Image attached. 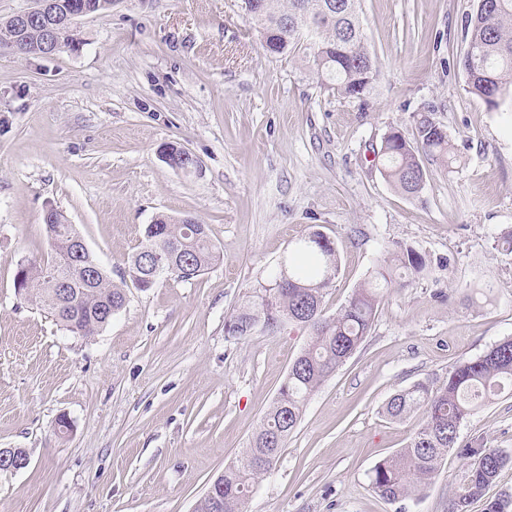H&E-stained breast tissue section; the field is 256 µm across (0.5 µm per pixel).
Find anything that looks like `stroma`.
<instances>
[{
	"label": "stroma",
	"instance_id": "obj_1",
	"mask_svg": "<svg viewBox=\"0 0 512 512\" xmlns=\"http://www.w3.org/2000/svg\"><path fill=\"white\" fill-rule=\"evenodd\" d=\"M477 0H360L379 76L367 101L320 85L309 52L267 53L243 0H112L79 22V52L0 45V512H195L246 448L307 332L228 336L243 295L294 242L320 230L340 271L326 315L387 252L413 247L432 270L384 293L352 357L312 396L248 512H448L463 457L422 493L389 503L373 467L404 448L419 416L382 414L414 382L441 384L512 337V106L467 90L465 25ZM446 129L453 168L426 162L415 197L382 177L390 127L420 113ZM167 143L190 172L159 156ZM62 211L120 278L156 215L208 224L223 259L197 280L129 289L97 335L68 332L14 288L20 262L46 261V208ZM495 286L472 302L471 286ZM70 423L59 432V417ZM512 450V394L460 430Z\"/></svg>",
	"mask_w": 512,
	"mask_h": 512
}]
</instances>
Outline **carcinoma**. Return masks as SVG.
Wrapping results in <instances>:
<instances>
[{"label":"carcinoma","instance_id":"carcinoma-1","mask_svg":"<svg viewBox=\"0 0 512 512\" xmlns=\"http://www.w3.org/2000/svg\"><path fill=\"white\" fill-rule=\"evenodd\" d=\"M493 9L471 16L466 28L473 45L463 58L468 92L497 109L512 100V0H492ZM245 9L254 33L272 55H290L303 46L313 53L321 84L347 98L366 100L377 80L375 60L366 46L359 17V0H245ZM83 45L77 26L61 32L62 51L73 52ZM429 114L416 125V143L393 128L380 149V173L396 190L408 196L424 188L425 154L445 167L454 154L448 133ZM47 237L54 240L51 253L58 271L71 274L65 253L71 225L63 212L53 209L44 221ZM196 230L182 218L159 214L145 226L136 252L161 243L186 246L185 265L177 280L190 282L217 263L221 255L209 235V227L195 220ZM135 255L128 256L120 283L99 268L93 252L83 255L82 264L99 269L90 286L75 283L76 313L59 304L54 280L32 264L21 273V294L47 310L66 330L79 316L81 336H92L109 324L104 311L112 306L117 314L127 299V274L134 271ZM336 246L319 230L311 231L295 243L267 274V283L254 289L225 323V331L239 337L249 335L244 326L251 320L267 323L276 332V323L288 322L309 332V340L289 369L272 405L239 458L224 467L219 486L221 503L204 496L196 512H247L250 493L263 476L275 467L281 449L299 424L303 409L323 383L357 350L368 335L384 297V290L396 283L407 284L411 276H423L431 260L412 247L392 252L376 265L354 289L347 303L332 317L325 316L326 290L339 269ZM512 388V338L492 346L484 355L464 361L448 373V381L435 389L419 381L392 395L382 413L395 422L422 412L423 421L410 443L380 461L371 473L373 492L386 502L396 503L423 490L437 475L448 453L455 450L469 460L448 512H469L472 502L481 499L502 469L512 463V455L493 448L483 439L459 442L460 429L474 412L505 389ZM484 512H512V491L486 502Z\"/></svg>","mask_w":512,"mask_h":512}]
</instances>
